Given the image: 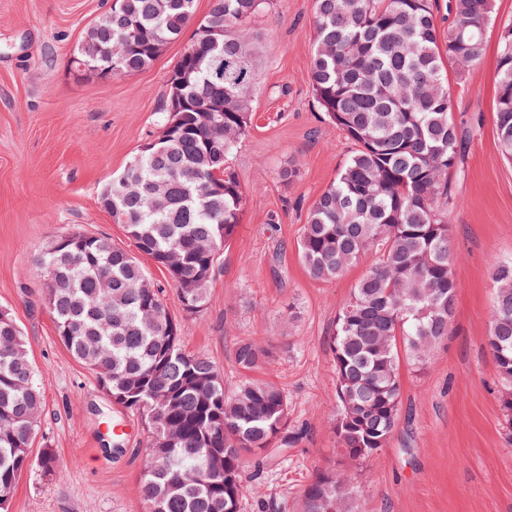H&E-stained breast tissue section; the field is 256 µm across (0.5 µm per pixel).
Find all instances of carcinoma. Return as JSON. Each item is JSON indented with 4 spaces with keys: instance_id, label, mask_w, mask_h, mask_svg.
Instances as JSON below:
<instances>
[{
    "instance_id": "carcinoma-1",
    "label": "carcinoma",
    "mask_w": 512,
    "mask_h": 512,
    "mask_svg": "<svg viewBox=\"0 0 512 512\" xmlns=\"http://www.w3.org/2000/svg\"><path fill=\"white\" fill-rule=\"evenodd\" d=\"M268 0H215L204 25L219 47L181 55L170 77L186 78L188 107L154 152L134 159L127 184L112 179L109 210L138 252L162 266L188 314L201 312L219 251L234 236L244 197L229 156L249 121L255 76L251 23ZM496 0H449L448 27L432 0H315L308 77L317 103L353 150L314 202L299 252L309 274L334 280L368 253L376 260L339 311L330 336L336 371L333 433L343 455L364 462L382 450L400 417L399 352L423 367L448 339L457 282L448 211L449 177L461 158L444 64L476 65L495 24ZM195 0H120L87 28L77 54L107 77L150 65L195 22ZM496 137L512 160V34L498 38ZM205 98L224 109V131L211 139ZM224 182V193L210 191ZM165 193L166 208L154 206ZM47 305L59 340L99 375L113 401L148 418L152 444L140 481L147 512H239L244 453L260 471L269 447L294 448L305 429H288V396L269 380L232 389L207 358L186 352L179 326L157 289L139 287L138 259L109 239L75 233L55 239L41 258ZM112 288L98 292L101 278ZM487 345L499 397L512 395V262L496 263ZM267 357L250 340L235 364L252 371ZM42 394L26 344L0 309V509L22 472L54 471L47 449H29ZM353 483L329 470L303 492L302 512H356Z\"/></svg>"
}]
</instances>
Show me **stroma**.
I'll use <instances>...</instances> for the list:
<instances>
[{
	"instance_id": "stroma-1",
	"label": "stroma",
	"mask_w": 512,
	"mask_h": 512,
	"mask_svg": "<svg viewBox=\"0 0 512 512\" xmlns=\"http://www.w3.org/2000/svg\"><path fill=\"white\" fill-rule=\"evenodd\" d=\"M110 0H0V308L22 328L44 406L31 456L51 449L56 469L21 476L8 512H145L139 485L151 432L144 415L114 403L96 374L57 337L39 260L57 237L85 232L129 247L99 195L165 117L167 79L191 32L144 70L99 78L72 58ZM314 0H272L260 35L251 120L229 158L244 193L240 224L220 259L208 303L184 312L164 268L140 262L180 327L186 352L207 357L234 387L243 339L269 361L255 375L287 394L288 424L307 437L270 450L247 480L240 512H301L322 471L350 468L358 512H512V444L487 346L496 262L512 261V163L495 133L494 32L480 62L449 71L454 118L466 134L451 179L449 214L458 288L448 340L425 368L401 360L402 410L377 455L349 467L331 428L336 374L328 341L336 316L372 263L313 279L298 251L308 211L352 145L318 107L308 81Z\"/></svg>"
}]
</instances>
